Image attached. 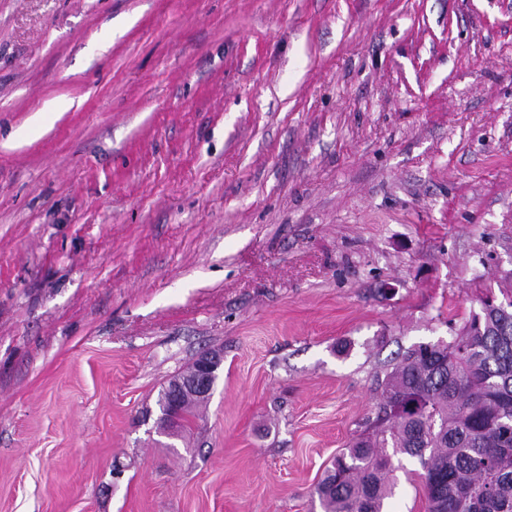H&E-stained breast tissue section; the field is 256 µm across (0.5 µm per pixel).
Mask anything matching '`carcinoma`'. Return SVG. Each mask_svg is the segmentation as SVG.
<instances>
[{
  "instance_id": "cac0c4a2",
  "label": "carcinoma",
  "mask_w": 512,
  "mask_h": 512,
  "mask_svg": "<svg viewBox=\"0 0 512 512\" xmlns=\"http://www.w3.org/2000/svg\"><path fill=\"white\" fill-rule=\"evenodd\" d=\"M481 312L452 343H420L398 354L386 376L380 415L336 455L316 486L323 512H383L393 493V456L421 466L427 512H512V290ZM174 375L161 391L160 424L169 422ZM207 397L177 398L187 428Z\"/></svg>"
}]
</instances>
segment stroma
I'll use <instances>...</instances> for the list:
<instances>
[{
  "label": "stroma",
  "instance_id": "1",
  "mask_svg": "<svg viewBox=\"0 0 512 512\" xmlns=\"http://www.w3.org/2000/svg\"><path fill=\"white\" fill-rule=\"evenodd\" d=\"M503 288L512 0H0V512H322L399 352ZM223 361L224 352L222 350L213 349L201 353L194 361V375L185 383L184 387L191 388L192 390H198L203 392L205 395H209L213 389L212 378L216 365H219V369L223 364ZM209 398L186 392L177 396L179 414L175 420L181 421V426L187 428L196 417L195 407L202 406Z\"/></svg>",
  "mask_w": 512,
  "mask_h": 512
}]
</instances>
